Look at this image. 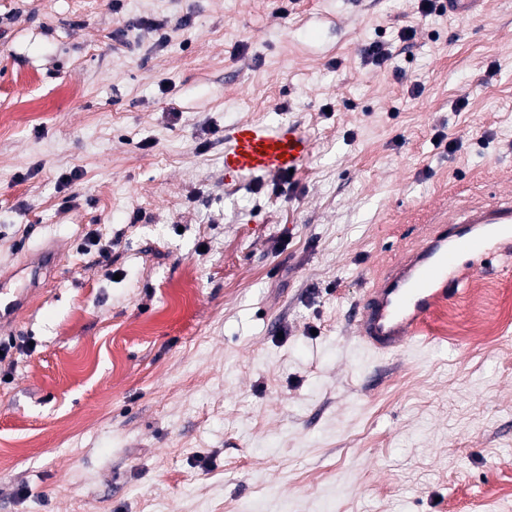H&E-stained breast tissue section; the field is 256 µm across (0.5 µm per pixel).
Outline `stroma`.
<instances>
[{"instance_id":"35a3bbf8","label":"stroma","mask_w":512,"mask_h":512,"mask_svg":"<svg viewBox=\"0 0 512 512\" xmlns=\"http://www.w3.org/2000/svg\"><path fill=\"white\" fill-rule=\"evenodd\" d=\"M21 105L0 269L63 257L0 363V512H512V267L427 347L352 331L449 206L512 195V0H0ZM244 121L299 126L307 168L225 180ZM418 8L425 16L432 13L443 14L447 11L455 14L472 15L480 0H448V9L444 0H420ZM363 59L366 63L382 69L392 60V50L389 43L385 41H372L366 44L362 50Z\"/></svg>"}]
</instances>
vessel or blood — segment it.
Segmentation results:
<instances>
[{
    "instance_id": "1",
    "label": "vessel or blood",
    "mask_w": 512,
    "mask_h": 512,
    "mask_svg": "<svg viewBox=\"0 0 512 512\" xmlns=\"http://www.w3.org/2000/svg\"><path fill=\"white\" fill-rule=\"evenodd\" d=\"M312 147L296 125L262 122L238 124L224 149V173L234 178L246 173L280 175L301 172ZM512 231V199H499L449 213L415 250L404 253L367 288L354 319L355 332L368 349L392 354L422 342L436 306L457 295L470 275L466 256L478 258L481 269L512 260L511 248H490L492 234ZM59 250H47L24 262L28 290H36L47 268L57 266ZM20 291L10 288L0 274V334L10 332L20 310Z\"/></svg>"
}]
</instances>
